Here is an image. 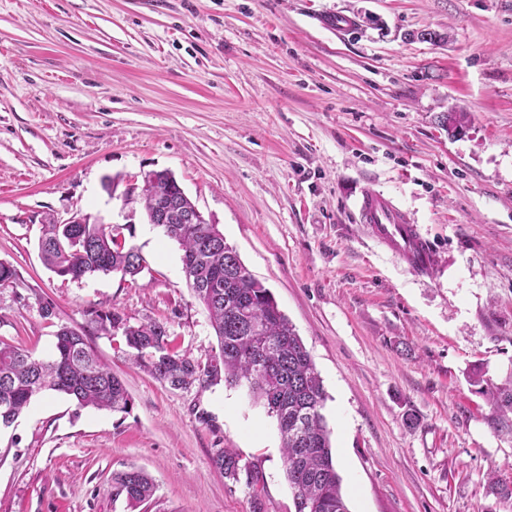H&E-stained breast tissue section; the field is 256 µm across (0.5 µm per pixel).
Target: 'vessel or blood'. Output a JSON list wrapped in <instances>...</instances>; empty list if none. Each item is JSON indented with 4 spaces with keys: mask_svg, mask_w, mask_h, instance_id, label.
<instances>
[{
    "mask_svg": "<svg viewBox=\"0 0 512 512\" xmlns=\"http://www.w3.org/2000/svg\"><path fill=\"white\" fill-rule=\"evenodd\" d=\"M360 220L368 224L372 238L400 256L410 267L425 269L432 263V252L421 238L407 213L382 193L364 194Z\"/></svg>",
    "mask_w": 512,
    "mask_h": 512,
    "instance_id": "vessel-or-blood-1",
    "label": "vessel or blood"
}]
</instances>
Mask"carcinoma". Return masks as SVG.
<instances>
[{
  "label": "carcinoma",
  "instance_id": "carcinoma-1",
  "mask_svg": "<svg viewBox=\"0 0 512 512\" xmlns=\"http://www.w3.org/2000/svg\"><path fill=\"white\" fill-rule=\"evenodd\" d=\"M469 122L463 111L439 117L448 135ZM130 225L46 224L39 242L45 266L57 276L80 280L96 273H119L136 280L140 256L126 246ZM163 233L183 250L188 288L205 307L218 340V352L206 362L174 350L162 322L132 325L115 310L89 312L93 329L121 331L130 357L172 389L209 387L225 382L244 385L256 403L277 421L283 467L293 491L295 512H349L333 458L330 430L322 413L327 399L316 365L278 303L224 242L216 224H185L174 213ZM54 352L39 358L26 348L0 341V427H11L31 400L46 392L67 395L79 408L127 413L132 406L124 382L112 373L84 334L67 326L55 332ZM503 421L512 415V384L499 386L473 378ZM214 466L224 477L246 476L254 512H262L263 477L241 463L236 452L220 449ZM156 491L153 479L131 467L112 475V494L137 506Z\"/></svg>",
  "mask_w": 512,
  "mask_h": 512
}]
</instances>
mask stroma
<instances>
[{
    "label": "stroma",
    "instance_id": "stroma-1",
    "mask_svg": "<svg viewBox=\"0 0 512 512\" xmlns=\"http://www.w3.org/2000/svg\"><path fill=\"white\" fill-rule=\"evenodd\" d=\"M339 14L352 31L325 26ZM164 169L310 352L350 512H512V427L470 381H512V0H0V341L46 356L59 327L86 332L133 402L34 398L0 431V512H253L221 448L262 473L264 512H295L246 387L172 389L89 327L114 308L194 358L217 346L179 245L104 187ZM370 190L412 218L427 270L360 223ZM78 210L132 225L137 282L45 268L43 224ZM131 466L146 505L112 496ZM156 491L153 479L142 469L131 467L112 476V494L133 506L150 501Z\"/></svg>",
    "mask_w": 512,
    "mask_h": 512
}]
</instances>
